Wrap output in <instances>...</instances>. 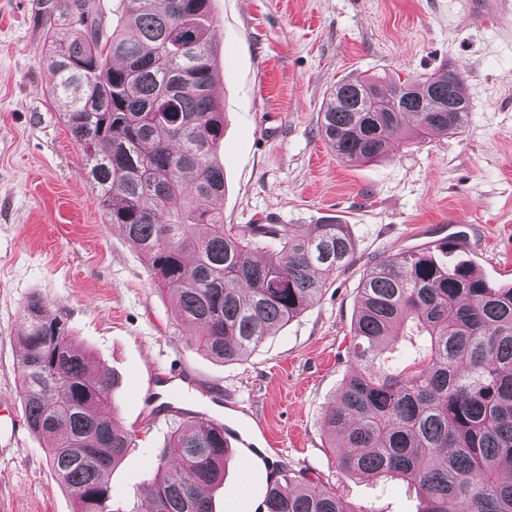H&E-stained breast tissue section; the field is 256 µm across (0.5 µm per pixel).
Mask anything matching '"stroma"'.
I'll return each instance as SVG.
<instances>
[{
    "instance_id": "35a3bbf8",
    "label": "stroma",
    "mask_w": 512,
    "mask_h": 512,
    "mask_svg": "<svg viewBox=\"0 0 512 512\" xmlns=\"http://www.w3.org/2000/svg\"><path fill=\"white\" fill-rule=\"evenodd\" d=\"M212 11L225 223L333 217L349 228L354 262L244 360L197 351L83 176L50 96L45 0H0V432L24 408L17 336L37 299L92 368L119 378L117 418L135 446L110 476L116 506L152 477L173 426L217 411L248 443L229 456L215 512H258L288 470L335 486L363 512H420L402 482L340 474L323 419L353 368L357 288L375 261L444 239L489 283H512V13L475 23L467 0H212ZM444 66L462 69L472 103L461 133H403L375 162H342L322 140L339 79L374 74L390 86ZM169 367L182 377L173 402L152 392ZM0 512H74L32 432L0 452Z\"/></svg>"
}]
</instances>
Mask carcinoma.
<instances>
[{
    "instance_id": "1",
    "label": "carcinoma",
    "mask_w": 512,
    "mask_h": 512,
    "mask_svg": "<svg viewBox=\"0 0 512 512\" xmlns=\"http://www.w3.org/2000/svg\"><path fill=\"white\" fill-rule=\"evenodd\" d=\"M107 30L96 0H57L47 61L50 95L85 157L106 220L122 227L160 290L170 293L197 350L241 361L306 309L324 275L355 254L348 225L226 224L202 201L224 196V109L211 0H121ZM372 76L336 83L322 138L344 161L385 156L406 116L413 133H458L472 105L456 69L409 76L382 93ZM389 112L367 108L370 94ZM452 247L389 255L359 283L351 325L354 368L323 429L351 478L418 489L421 512H512V287L487 283ZM18 372L27 425L43 439L75 512L110 507L109 476L130 448L108 369L91 370L66 323L24 308ZM404 337L415 354L403 359ZM154 476L128 512H213L224 440L196 419L170 434ZM261 512H359L336 488L303 474L268 486Z\"/></svg>"
}]
</instances>
